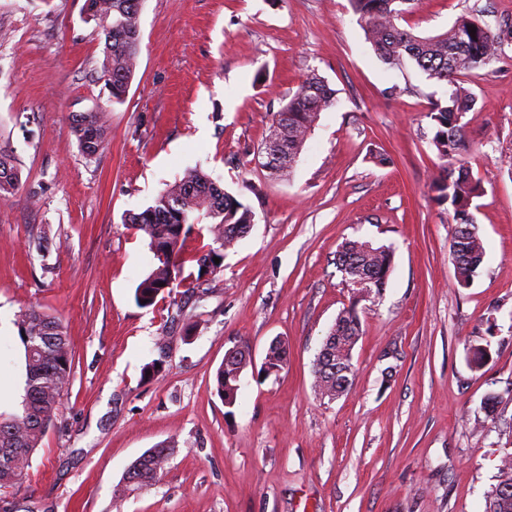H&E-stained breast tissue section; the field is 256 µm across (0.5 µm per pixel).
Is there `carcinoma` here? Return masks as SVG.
I'll return each instance as SVG.
<instances>
[{"instance_id":"obj_1","label":"carcinoma","mask_w":512,"mask_h":512,"mask_svg":"<svg viewBox=\"0 0 512 512\" xmlns=\"http://www.w3.org/2000/svg\"><path fill=\"white\" fill-rule=\"evenodd\" d=\"M141 2L86 0L87 20L95 22L104 40L99 72L114 103L124 100V87L131 82L136 70L140 40L133 34L140 30ZM349 2L358 15L366 40L383 63L399 67L409 59L428 79L450 87L447 96L431 102L426 113L433 124L431 143L438 157L451 161L445 173L433 183L432 190L437 192V200L453 208L456 230L451 260L459 284L467 285L483 263L485 248L471 213L473 199L481 193V186L460 154L462 118L474 108L476 99L461 85L460 78L497 60L503 43L512 39V29L489 34L482 28L479 16L471 13L457 17L440 34L420 37L397 24L405 12L402 5L411 0ZM473 28L476 33L472 35L469 30ZM335 104L336 91L318 74H309L282 108L288 113V120L281 123L272 119L268 137L278 140L291 158L303 148L320 113ZM71 119L83 155L89 159L98 155V147L107 136V109L94 107L73 114ZM18 183L19 173L13 160L0 154V198L13 193ZM202 218L208 220L202 229L206 230L209 242L195 257L198 286L206 281L201 264L211 262L212 275L222 271L223 264L213 263V258H224V252L254 223V213L249 206L218 189L205 172L194 169L168 186L152 205L125 215V223L133 225L149 239L154 258L153 269L136 287L137 304L152 306L162 292L186 280L180 258L181 242ZM392 262L393 252L388 246H369L361 240H348L341 246L336 269L342 274V284L351 290L352 302L338 314L323 342V346L333 350V363L339 364L338 369L314 368L315 386L321 397L330 401L336 399V389L353 375L352 350L362 335L357 304L372 294H381ZM19 326L25 350V394L20 413L0 414V495L4 496L14 494L21 483L30 457L62 405L72 375L70 343L58 317L32 307L21 315ZM287 363L288 343H274L268 347L264 373L276 375ZM249 364V350L241 348L231 361L217 369L216 390L224 405L235 404L240 372ZM171 453L172 448L160 446L139 457L128 468L127 487L138 489L157 482L166 470ZM10 512L53 510L45 503L29 499L14 502ZM484 512H512V454L502 459L498 483L486 497Z\"/></svg>"}]
</instances>
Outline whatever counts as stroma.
Returning a JSON list of instances; mask_svg holds the SVG:
<instances>
[{"instance_id": "1", "label": "stroma", "mask_w": 512, "mask_h": 512, "mask_svg": "<svg viewBox=\"0 0 512 512\" xmlns=\"http://www.w3.org/2000/svg\"><path fill=\"white\" fill-rule=\"evenodd\" d=\"M84 10L0 0V153L20 171L0 199V413L24 395L22 313L60 317L73 348L19 497L55 512H483L512 453V42L462 78L476 98L462 156L482 185L471 212L485 247L463 286L453 210L430 190L443 162L426 113L447 88L413 63L384 64L349 0H144L120 103ZM472 10L512 25V0H413L399 25L432 36ZM313 72L339 102L280 178L258 152ZM96 105L110 128L90 160L71 115ZM195 166L255 222L200 288L140 307L153 258L124 217ZM348 239L394 252L383 293L357 304L336 269ZM352 304L354 377L329 402L314 362ZM277 337L288 364L268 376L259 363ZM241 343L257 364L229 408L215 374ZM477 346L489 354L474 371ZM163 444L161 480L125 489L128 467Z\"/></svg>"}]
</instances>
